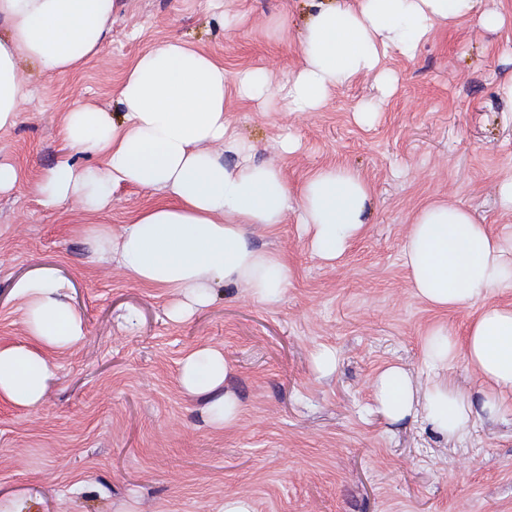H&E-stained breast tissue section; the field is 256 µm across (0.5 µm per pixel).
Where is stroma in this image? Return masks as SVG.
<instances>
[{
	"label": "stroma",
	"instance_id": "obj_1",
	"mask_svg": "<svg viewBox=\"0 0 512 512\" xmlns=\"http://www.w3.org/2000/svg\"><path fill=\"white\" fill-rule=\"evenodd\" d=\"M305 14V0H119L110 36L81 72L24 64L34 95L0 131V161L22 172L0 193V342L26 340V307L12 287L43 268L70 281L85 336L50 353L56 379L42 403L0 401V500L12 512H219L231 496L249 498L254 512H512V413L475 411L460 443L418 417L388 423L371 387L388 363L425 375L423 342L439 315L414 296L401 259L420 203L442 197L512 233L495 195L512 175V104L496 93L512 78V14L495 32L473 17L435 28L411 60L391 53L394 91L384 100L364 76L313 112L228 101L237 133L290 186L313 168L348 166L372 188L367 232L336 265L312 253L294 221L256 234L293 270L277 307L227 287L172 320L174 296L142 287L76 234L85 221L77 205L46 208L33 190L66 153L69 109H111L113 87L143 51L178 36L227 68L276 76L303 65L277 23L294 33ZM374 102L377 119L358 125L354 112ZM288 133L300 147L284 156ZM153 200L122 188L96 221L120 229ZM202 345L223 350L231 368L240 416L226 429L205 421L206 397L179 384L181 358ZM322 347L338 356L327 377L312 364Z\"/></svg>",
	"mask_w": 512,
	"mask_h": 512
}]
</instances>
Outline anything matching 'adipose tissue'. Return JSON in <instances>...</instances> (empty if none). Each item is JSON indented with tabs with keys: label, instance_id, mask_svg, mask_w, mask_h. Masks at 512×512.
<instances>
[{
	"label": "adipose tissue",
	"instance_id": "ef3b65f1",
	"mask_svg": "<svg viewBox=\"0 0 512 512\" xmlns=\"http://www.w3.org/2000/svg\"><path fill=\"white\" fill-rule=\"evenodd\" d=\"M482 0H308L297 42L303 66L270 81L259 68L230 70L209 53L172 37L139 55L112 98L121 111L111 118L88 104L73 106L62 134L66 148L98 156L76 166L67 157L34 186L40 203H76L96 214L115 190L132 186L155 200L119 230L87 228L102 258L116 260L137 283L177 295L169 316L179 321L206 306L219 286H234L256 302L278 305L292 270L278 251L257 247L251 234L275 233L295 219L314 253L336 262L364 236L372 190L351 167L318 168L290 187L280 167L257 161L254 145L225 115L229 97L283 114L310 112L329 93L361 76L388 93L383 62L396 51L414 58L438 26L477 14L488 31L502 27L503 8ZM116 0H0V130L14 127L20 105L32 95L21 74L30 62L61 74L79 73L101 51L112 30ZM402 261L415 296L445 313L477 307L465 336L446 322L434 324L423 345L426 379L416 384L403 366L390 364L373 377L376 410L396 423L419 415L440 435L465 441L473 403L450 372L465 360L485 385L482 408L512 412V304L489 303L512 290V237L493 234L466 207L443 199L424 201L405 236ZM66 284L45 270L19 280L16 297L29 309V338L0 344V400L39 405L54 377L46 353L84 335ZM230 366L222 350L204 346L179 363V383L209 397L210 424L233 425L240 407L226 382Z\"/></svg>",
	"mask_w": 512,
	"mask_h": 512
}]
</instances>
